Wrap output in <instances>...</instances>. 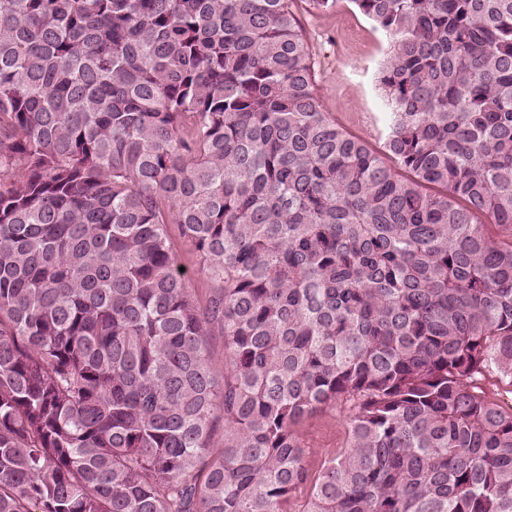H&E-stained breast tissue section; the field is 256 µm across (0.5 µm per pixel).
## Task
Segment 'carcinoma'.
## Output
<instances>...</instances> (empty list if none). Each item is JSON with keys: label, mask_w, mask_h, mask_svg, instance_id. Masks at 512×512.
I'll return each instance as SVG.
<instances>
[{"label": "carcinoma", "mask_w": 512, "mask_h": 512, "mask_svg": "<svg viewBox=\"0 0 512 512\" xmlns=\"http://www.w3.org/2000/svg\"><path fill=\"white\" fill-rule=\"evenodd\" d=\"M347 2L379 149L298 0H0V512H512V0ZM328 14L303 11L316 80L328 112L352 134L379 145L385 112L377 74L388 41L350 4ZM172 232L173 237L175 238V244L179 256V261L181 265L188 270L189 274L193 276V271H195L196 267L195 255L191 248L183 241V239L179 238L177 229L173 228ZM192 286L193 288H195V292L199 302L203 304L210 293L209 284H207V282L204 279L198 276H193ZM205 340L214 375L221 381L224 378V336H221V334L214 329L209 331L208 336H205ZM301 434L309 446L308 463L315 472L344 447L348 435L345 414L339 410L318 413L305 423Z\"/></svg>", "instance_id": "obj_1"}]
</instances>
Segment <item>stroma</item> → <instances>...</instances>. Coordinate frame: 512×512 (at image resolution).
<instances>
[{
    "instance_id": "obj_1",
    "label": "stroma",
    "mask_w": 512,
    "mask_h": 512,
    "mask_svg": "<svg viewBox=\"0 0 512 512\" xmlns=\"http://www.w3.org/2000/svg\"><path fill=\"white\" fill-rule=\"evenodd\" d=\"M301 19L327 111L352 134L378 144L384 103L377 74L387 49L385 34L349 5L328 14L305 12ZM301 434L311 469H319L344 447L346 418L337 410L318 413L305 423Z\"/></svg>"
}]
</instances>
